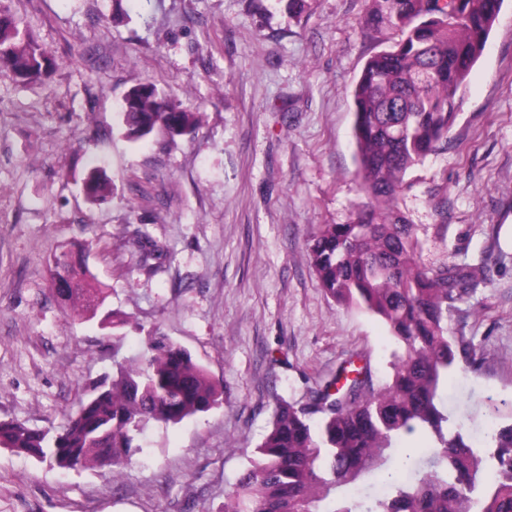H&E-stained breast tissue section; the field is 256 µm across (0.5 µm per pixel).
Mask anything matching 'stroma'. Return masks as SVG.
Here are the masks:
<instances>
[{"label": "stroma", "mask_w": 512, "mask_h": 512, "mask_svg": "<svg viewBox=\"0 0 512 512\" xmlns=\"http://www.w3.org/2000/svg\"><path fill=\"white\" fill-rule=\"evenodd\" d=\"M0 5L53 59L25 85L0 68V422L63 428L151 330L188 349L222 393L206 414L150 425L117 478L0 447V512H223L280 403H306L353 355L374 378L389 372L388 329L326 294L307 243L366 199L352 91L397 35L366 26L370 0H151L118 20L112 0ZM143 82L198 112L196 133L126 142L115 105ZM95 154L113 185L99 205L80 181ZM404 181L397 206L424 260L489 268L448 320L471 350L448 376L451 405L467 431L510 425L512 0L447 144ZM141 225L167 248L152 272L129 242ZM91 238L106 307L130 320L117 354L111 329L71 321L49 290L54 254Z\"/></svg>", "instance_id": "stroma-1"}]
</instances>
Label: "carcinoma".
<instances>
[{"label": "carcinoma", "mask_w": 512, "mask_h": 512, "mask_svg": "<svg viewBox=\"0 0 512 512\" xmlns=\"http://www.w3.org/2000/svg\"><path fill=\"white\" fill-rule=\"evenodd\" d=\"M502 0H372L369 23H386L399 40L365 63L353 90V133L367 202L346 224H324L308 243L323 288L389 329L397 348L380 381L351 361L311 391L315 408L282 404L250 466L227 494L224 512H512V424L492 426L485 455L464 439L443 393L462 336L448 313L487 276L484 265L422 260L423 242L394 206L409 169L448 142L459 92L481 57ZM0 67L21 81L47 76L52 60L15 16L0 11ZM124 137L181 136L198 113L165 99L151 82L131 88L119 106ZM86 199L112 195V179L93 165ZM133 243L144 262L165 247L142 230ZM84 250L54 255L53 295L68 315L91 319L108 297ZM220 391L191 354L156 332L144 350L92 385L60 433L0 423V447L50 458L63 469L109 464L117 473L141 450L152 423L177 426L219 403ZM430 435V454L396 457L402 438ZM496 476L487 479V467Z\"/></svg>", "instance_id": "1"}]
</instances>
